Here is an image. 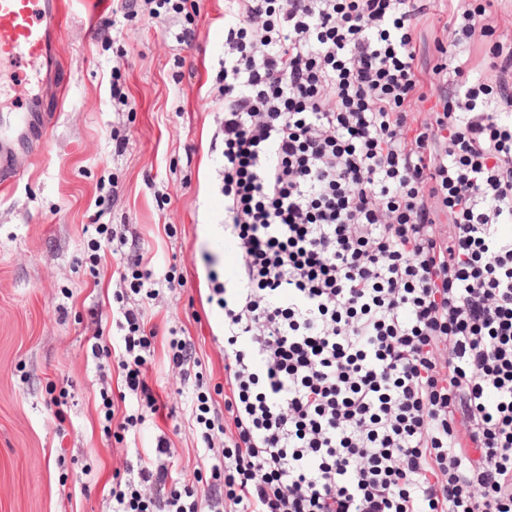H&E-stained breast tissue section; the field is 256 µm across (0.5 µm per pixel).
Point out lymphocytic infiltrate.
I'll return each mask as SVG.
<instances>
[{
  "label": "lymphocytic infiltrate",
  "mask_w": 512,
  "mask_h": 512,
  "mask_svg": "<svg viewBox=\"0 0 512 512\" xmlns=\"http://www.w3.org/2000/svg\"><path fill=\"white\" fill-rule=\"evenodd\" d=\"M226 2L223 410L170 344L224 446L198 491L160 441L111 512H512V25L462 0L423 72L419 0ZM116 325L155 407V333Z\"/></svg>",
  "instance_id": "f902f5d3"
}]
</instances>
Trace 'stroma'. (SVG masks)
I'll list each match as a JSON object with an SVG mask.
<instances>
[{
	"label": "stroma",
	"mask_w": 512,
	"mask_h": 512,
	"mask_svg": "<svg viewBox=\"0 0 512 512\" xmlns=\"http://www.w3.org/2000/svg\"><path fill=\"white\" fill-rule=\"evenodd\" d=\"M62 84L45 71L27 82L0 77V139L15 144L19 174L0 191V512H109L115 474L160 439L172 448L177 482L208 479L211 453L197 433L169 341H190L206 391L224 388V312L208 299L209 271L235 284L224 250V0H185L159 23L117 14L114 0H63ZM189 41H182L186 27ZM128 99L119 104L114 91ZM48 111V127L21 128L18 115ZM125 234L141 270L171 274L172 289L144 305L156 332L146 381L161 408L116 402L141 414L117 438L99 414L97 333L119 339L118 262L87 258L95 211Z\"/></svg>",
	"instance_id": "35a3bbf8"
}]
</instances>
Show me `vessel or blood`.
<instances>
[{
    "label": "vessel or blood",
    "mask_w": 512,
    "mask_h": 512,
    "mask_svg": "<svg viewBox=\"0 0 512 512\" xmlns=\"http://www.w3.org/2000/svg\"><path fill=\"white\" fill-rule=\"evenodd\" d=\"M61 0H0V63L14 67L55 56L61 43ZM9 140H0V187L12 186L18 172Z\"/></svg>",
    "instance_id": "1"
}]
</instances>
